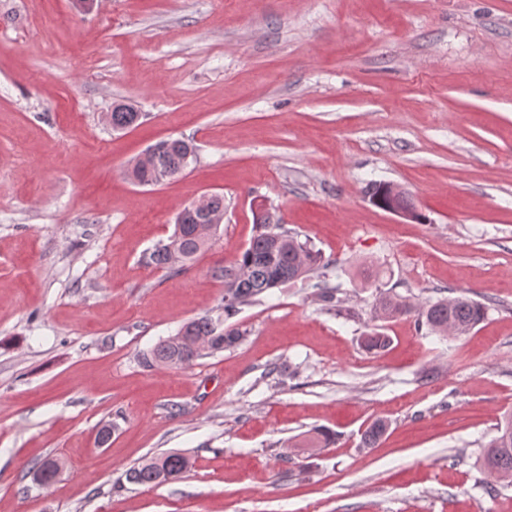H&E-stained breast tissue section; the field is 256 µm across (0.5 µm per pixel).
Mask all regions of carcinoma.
<instances>
[{"label": "carcinoma", "mask_w": 512, "mask_h": 512, "mask_svg": "<svg viewBox=\"0 0 512 512\" xmlns=\"http://www.w3.org/2000/svg\"><path fill=\"white\" fill-rule=\"evenodd\" d=\"M140 112L131 105L119 104L112 109L109 122L118 131L135 125ZM153 147L157 152L145 162L129 168V175L139 185H158L181 175L188 167L187 156L195 155L193 144L182 138L162 139ZM370 201L377 207H397L414 214L406 195L391 196L388 185L375 184L369 191ZM257 234L240 253L234 263L224 267V314L229 317L240 306L287 282L296 281L317 269L321 253L308 243L288 234L275 239L272 229L278 227L273 215L262 210L257 214ZM214 231L212 225L203 223L200 215L183 209L176 218L172 239L177 242V252L171 253L168 244H157L149 255L152 264L173 269L193 262L208 246ZM377 317L387 319L398 315L416 314L431 330L456 336L469 334L486 317L487 308L467 297L439 300L421 309L392 297H384L375 307ZM243 339L237 328L217 330L212 318L203 316L184 324L180 330L142 353L141 361L147 367L163 366L169 369L185 368L204 353L220 352L236 346ZM386 431V424L375 421L362 434V444L371 448ZM497 435L486 445L483 469L491 478L512 479V415L503 416V423L496 428ZM191 467L189 456L179 452H165L151 457L131 468L126 480L137 485L157 487L180 479Z\"/></svg>", "instance_id": "1"}]
</instances>
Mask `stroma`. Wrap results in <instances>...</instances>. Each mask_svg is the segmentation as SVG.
Masks as SVG:
<instances>
[{"mask_svg": "<svg viewBox=\"0 0 512 512\" xmlns=\"http://www.w3.org/2000/svg\"><path fill=\"white\" fill-rule=\"evenodd\" d=\"M118 104L136 125L112 129ZM169 137L196 148L184 174L134 185ZM379 182L416 217L371 204ZM208 193V249L152 265ZM261 204L326 266L228 318L220 271ZM385 295L488 314L442 336L376 319ZM205 315L244 339L141 364ZM508 412L512 0H0V512H512L482 468ZM169 451L192 459L180 480L126 481Z\"/></svg>", "mask_w": 512, "mask_h": 512, "instance_id": "obj_1", "label": "stroma"}]
</instances>
